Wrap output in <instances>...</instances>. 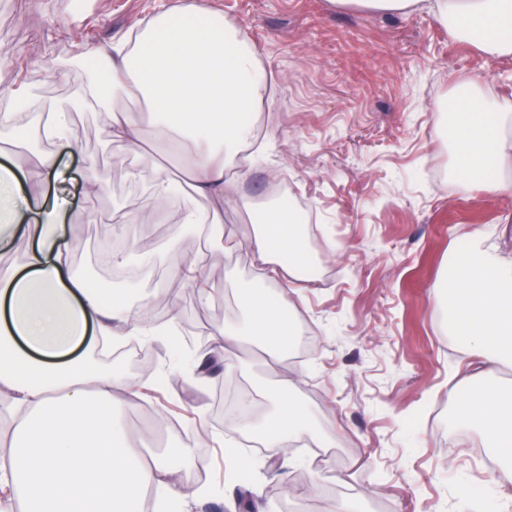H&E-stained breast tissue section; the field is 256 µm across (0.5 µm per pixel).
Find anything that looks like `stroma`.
Wrapping results in <instances>:
<instances>
[{"instance_id":"stroma-1","label":"stroma","mask_w":512,"mask_h":512,"mask_svg":"<svg viewBox=\"0 0 512 512\" xmlns=\"http://www.w3.org/2000/svg\"><path fill=\"white\" fill-rule=\"evenodd\" d=\"M186 2L0 0V53L21 55L0 67V90L31 81L45 97L67 98L83 78L88 48ZM203 2L239 26L271 80L267 155L230 170L236 192L260 206L273 181L287 178L292 196L312 209L309 251L329 281L273 285L258 279L243 247L227 253L183 233L149 197L152 168L111 139L102 112L74 114L79 147L58 148L68 179L50 188L31 178L33 155L14 132L0 131V157L20 167L22 193L64 197L66 211L84 205L90 162L107 169L97 222L62 231L92 286L108 284L102 255L119 238L155 256L162 279L187 257L204 261L212 294L187 286L175 301L178 323L198 327V342L188 351L169 340L155 344L153 370L165 378L159 390L147 373L120 362L141 397L115 417L151 448L188 449L191 463L173 479L203 489L190 512H290L305 502L310 512H336L347 498L361 512H459L462 497L489 488L500 473L477 435L455 430V412L475 393L512 390V365L461 385L469 357L432 293L447 289L449 252H462L475 228L512 216V194L456 182L452 147L435 116L472 76L481 77L484 98L512 108V58L451 39L431 11L435 0H420L408 15L335 0ZM48 61L72 68L71 82L49 80ZM248 288L274 293L307 326L304 360L272 359L259 341L211 353L212 332L238 320ZM229 386L260 406L286 389L319 429L335 430L343 447L328 472L315 468L301 441L248 446L247 434L224 421ZM434 407L435 429L427 415Z\"/></svg>"}]
</instances>
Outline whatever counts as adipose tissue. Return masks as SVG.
Masks as SVG:
<instances>
[{"label": "adipose tissue", "instance_id": "ef3b65f1", "mask_svg": "<svg viewBox=\"0 0 512 512\" xmlns=\"http://www.w3.org/2000/svg\"><path fill=\"white\" fill-rule=\"evenodd\" d=\"M436 20L452 39L484 53L512 57V0H436ZM199 29L170 28L168 12L155 15L138 48L126 40L93 46L105 60L102 84L86 83L59 101L39 98L28 131L45 142L34 157L36 178L63 181L57 147L75 144L71 117L98 105L113 138L140 153L146 133L126 105L140 96L155 125L193 145H203L179 185L165 169L154 172L151 197L165 206L177 196L186 201L177 223L199 228L225 251L247 246L261 276L287 284L296 276L301 254L296 222L274 210L259 221L247 243L224 234L225 171L255 135L244 113L268 95V75L253 46L242 40L222 14L210 11ZM479 78L466 79L471 95L454 115L456 155L465 185L491 191L512 188V111L476 95ZM13 166L0 164V205L8 206L16 234L29 247L21 264L0 250V433L10 436V454L0 455V512L22 502L25 512H139L148 490L156 506L183 490L172 481L183 468V451L154 453L132 446L112 416L114 404L138 400L124 375L90 363L81 354L89 337L164 340L167 329L138 315L123 295L103 296L73 274L70 246L63 241L57 212L37 196L20 194ZM497 229L470 233L464 253L453 255L445 270V295H434L448 311V326L482 373L495 374L512 362V263L499 254ZM288 327L258 292L246 297L245 316L211 338L223 353L242 338L268 344L284 339ZM274 410L265 420L243 425L266 447L299 439L328 448L332 440L316 430L305 408L283 391L272 392ZM459 432H476L503 471L512 475V406L497 392L478 394L455 417Z\"/></svg>", "mask_w": 512, "mask_h": 512}]
</instances>
